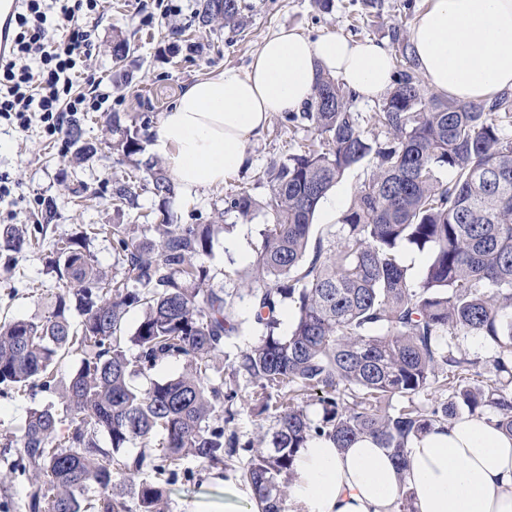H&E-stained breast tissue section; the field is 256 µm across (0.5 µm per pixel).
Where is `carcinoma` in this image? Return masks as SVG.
Masks as SVG:
<instances>
[{
	"label": "carcinoma",
	"instance_id": "carcinoma-1",
	"mask_svg": "<svg viewBox=\"0 0 512 512\" xmlns=\"http://www.w3.org/2000/svg\"><path fill=\"white\" fill-rule=\"evenodd\" d=\"M194 22L204 31L240 28L241 0H196ZM392 41L402 69L367 125L352 110L355 94L328 74L318 76L306 111L283 115L290 129L308 123L319 145L270 163L273 219L246 287H206L209 271L197 260L212 248L213 225L177 222L167 208L175 184L157 163L113 180L110 194L119 212L140 209L145 192L158 200L159 215L139 214L152 238L140 237L138 224L115 223L57 241L47 273L65 289L44 314L0 324V385L19 396L58 395V403L30 409L19 433L0 436L11 458L0 474V512L13 505L20 478L25 512H129L127 497L138 512H158L162 489L134 475L188 456L210 465L235 456L239 439L225 434L232 415L220 412L237 392L208 370L246 323L260 338L240 351L233 374L255 385L258 413L274 418L239 472L259 512H288L298 453L315 438L349 448L371 435L403 466L410 442L461 408L478 417L493 411L512 437V380L484 377L447 342L460 332L479 336L499 350L496 373L512 372V95L488 104L440 99L415 73L408 40L395 29ZM129 53V42L113 35V62ZM148 125L139 115L127 125L113 112L97 142L76 121L66 131L72 161L89 163L107 147L138 168ZM365 162L370 171L339 228L311 239L322 200ZM258 208L240 191L217 218L248 220ZM101 234L121 260L119 278L94 264L89 244ZM0 240L15 253L32 247L18 224L0 225ZM403 243L430 252L416 284L399 258ZM245 295L243 318L237 300ZM287 301L297 317L284 335L277 313ZM134 308L142 318L128 335ZM76 351L81 363L61 384L55 366ZM167 357L184 358L187 370L144 391L131 384ZM432 388L451 396L428 411L415 398ZM312 394L322 406L317 421L300 404ZM396 395L406 399L398 409L389 403ZM137 442L155 451L129 454ZM117 474L128 479L116 483Z\"/></svg>",
	"mask_w": 512,
	"mask_h": 512
}]
</instances>
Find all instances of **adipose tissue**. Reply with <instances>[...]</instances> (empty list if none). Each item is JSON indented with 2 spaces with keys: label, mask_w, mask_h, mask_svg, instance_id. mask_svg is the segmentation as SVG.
<instances>
[{
  "label": "adipose tissue",
  "mask_w": 512,
  "mask_h": 512,
  "mask_svg": "<svg viewBox=\"0 0 512 512\" xmlns=\"http://www.w3.org/2000/svg\"><path fill=\"white\" fill-rule=\"evenodd\" d=\"M418 69L439 95L488 102L512 89V0H428L411 31ZM365 100L382 97L393 59L380 44L337 33L312 40L292 28L267 39L245 70L227 68L188 85L151 131L185 195L223 185L249 162L247 145L270 115L301 111L319 72ZM289 512H512V437L486 418L462 416L414 439L405 466L373 437L300 449Z\"/></svg>",
  "instance_id": "obj_1"
}]
</instances>
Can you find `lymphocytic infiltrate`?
<instances>
[{
	"label": "lymphocytic infiltrate",
	"instance_id": "lymphocytic-infiltrate-1",
	"mask_svg": "<svg viewBox=\"0 0 512 512\" xmlns=\"http://www.w3.org/2000/svg\"><path fill=\"white\" fill-rule=\"evenodd\" d=\"M100 8L99 0H22L12 49L0 59V120L25 129L36 119L47 133L61 131L86 102L75 81L96 47L85 19Z\"/></svg>",
	"mask_w": 512,
	"mask_h": 512
}]
</instances>
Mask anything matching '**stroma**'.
Segmentation results:
<instances>
[{"label": "stroma", "instance_id": "obj_1", "mask_svg": "<svg viewBox=\"0 0 512 512\" xmlns=\"http://www.w3.org/2000/svg\"><path fill=\"white\" fill-rule=\"evenodd\" d=\"M247 23L242 31L224 29L211 34L189 31L195 0H103L99 14L88 25L96 29V49L89 62L92 81L82 83V92L102 97L101 113L127 116L143 113L158 122L179 94L192 82L229 67L243 68L262 43L280 27L297 29L315 39L338 33L391 45V29L411 31L427 0H378L368 8L364 0H333L331 10L320 9L315 0H243ZM122 31L131 44L125 63L127 86L116 87L108 48L114 31ZM316 134L308 125L282 127L278 116H270L261 137L247 146L250 165L220 187L197 189L191 200L175 196L171 209L184 224H213L211 251L200 262L210 272V285H225L224 273L236 269L249 279L254 268L261 230L271 218L269 186L265 171L271 161L287 159ZM64 135L50 136L39 124L28 130L0 125V179L11 194L0 199V224H24L34 230L38 243L17 254L10 271L0 270V322L29 319L43 310L58 283L47 275L46 261L59 237L81 231L88 224H108L113 219L110 193L114 178L129 167L121 156L105 152L89 165L76 168L68 162ZM249 192L260 204L251 220L235 214L216 219L227 195ZM54 201L56 214L44 221L45 201ZM238 392L230 407L229 425L240 443L257 441L270 427L271 417L257 414L253 384L237 376ZM51 392L20 397L0 391V432L17 431L29 408L55 401ZM240 451L233 468L213 467L184 460L175 472L156 475L145 470L146 480H159L164 488L161 512H253L255 501L248 487L235 476L236 467L247 462Z\"/></svg>", "mask_w": 512, "mask_h": 512}]
</instances>
